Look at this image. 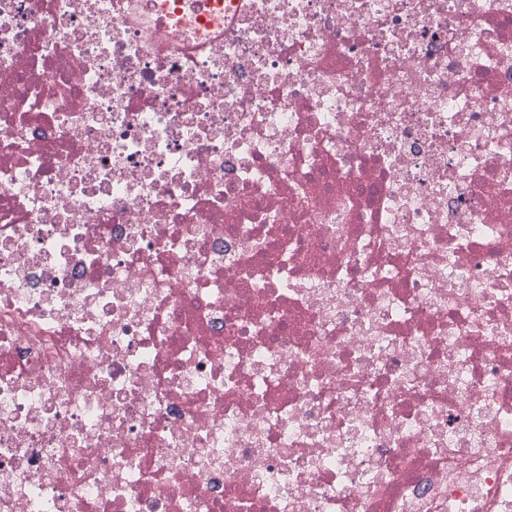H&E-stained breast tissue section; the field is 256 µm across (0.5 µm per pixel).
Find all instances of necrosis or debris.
Instances as JSON below:
<instances>
[{"mask_svg": "<svg viewBox=\"0 0 512 512\" xmlns=\"http://www.w3.org/2000/svg\"><path fill=\"white\" fill-rule=\"evenodd\" d=\"M0 0V512H512V0Z\"/></svg>", "mask_w": 512, "mask_h": 512, "instance_id": "necrosis-or-debris-1", "label": "necrosis or debris"}]
</instances>
